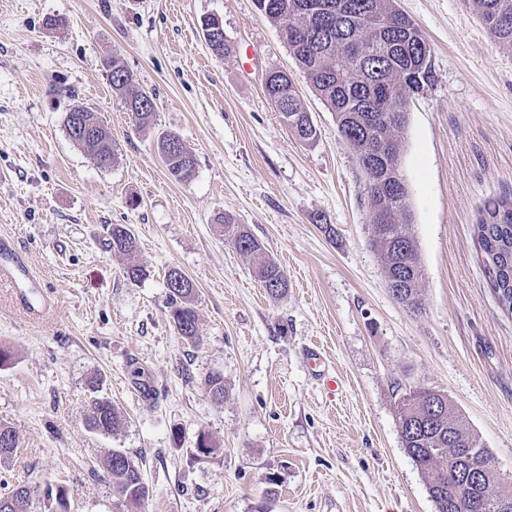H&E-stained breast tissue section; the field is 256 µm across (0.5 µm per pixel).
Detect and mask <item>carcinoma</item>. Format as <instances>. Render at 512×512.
Here are the masks:
<instances>
[{
  "mask_svg": "<svg viewBox=\"0 0 512 512\" xmlns=\"http://www.w3.org/2000/svg\"><path fill=\"white\" fill-rule=\"evenodd\" d=\"M319 0H256L257 6L278 28L309 86L336 116L339 134L356 152L366 177L370 218L388 215L386 224H370V249L386 264V280L395 285L393 299L420 310L423 268L411 231L408 190L400 169V134L405 129L408 98L420 91L431 76V52L416 24L395 5V0H341L345 8L328 22L317 20ZM489 35L512 51V0H470ZM112 92L122 97L135 128H152L154 98L134 88L132 74L117 57L105 61ZM265 96L274 104L282 122L306 143L316 141L318 130L302 105L287 72L268 71ZM69 137L101 166L115 156L112 131L101 115L74 105L66 112ZM157 147L169 175L176 181L190 179L196 170L195 155L175 133L159 137ZM224 235L251 261L255 277L266 292L277 297L288 288V279L274 258L242 224L230 216L218 218ZM489 287L503 310L512 313V196L485 202L472 224ZM112 250L131 254L136 239L126 224L107 228ZM169 318L174 330L192 344L199 340V318L192 296L193 282L179 269L166 275ZM206 387L215 401L224 399V377L211 374ZM400 437L406 454L421 469L436 512H512V486L502 487L495 469H485L480 479L462 492L460 480L471 467L491 461L487 449L470 430L448 394L432 388L411 390L398 399ZM119 415L108 398H96L87 414L90 429L109 433ZM15 430L0 422V464L17 448ZM104 467L112 486L137 507L148 497L139 463L127 452L106 453ZM32 494L25 485L0 492V512H28ZM45 512H70L67 490L44 489Z\"/></svg>",
  "mask_w": 512,
  "mask_h": 512,
  "instance_id": "1",
  "label": "carcinoma"
}]
</instances>
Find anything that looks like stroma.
Masks as SVG:
<instances>
[{"instance_id": "obj_1", "label": "stroma", "mask_w": 512, "mask_h": 512, "mask_svg": "<svg viewBox=\"0 0 512 512\" xmlns=\"http://www.w3.org/2000/svg\"><path fill=\"white\" fill-rule=\"evenodd\" d=\"M432 52V77L408 100L401 169L409 192L423 309L396 303L370 249L366 178L255 0H0V237L57 300L30 320L0 284V422L19 438L0 479L71 491V512H436L406 455L396 402L409 389L447 393L512 481V316L487 285L471 225L512 194V53L465 0H396ZM220 16L230 46L216 57L203 20ZM49 17L63 19L57 29ZM253 47L259 71L238 51ZM117 56L155 121L136 131L103 58ZM290 72L319 130L299 141L263 92ZM100 113L115 159L97 166L67 134L68 108ZM195 154L172 179L160 134ZM138 208H130V200ZM232 215L283 267L269 296L221 235ZM129 225L137 247L112 251L106 227ZM332 225L328 237L324 225ZM144 268L136 282L129 265ZM194 283L200 343L175 332L166 274ZM339 382L328 392L310 367ZM221 373L223 401L205 380ZM156 387L143 399L140 381ZM121 413L88 429L91 401ZM214 445L198 452L199 434ZM135 458L149 489L126 502L101 466Z\"/></svg>"}]
</instances>
